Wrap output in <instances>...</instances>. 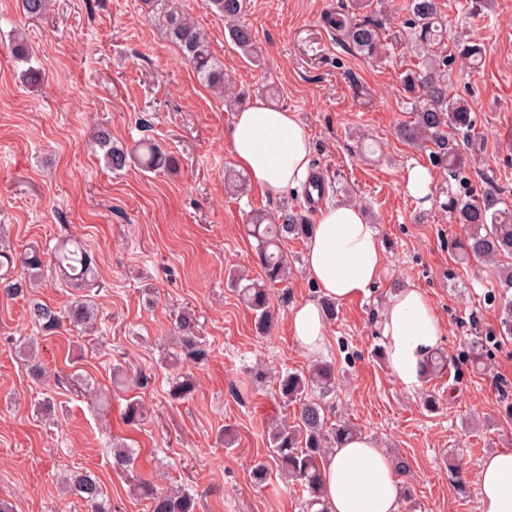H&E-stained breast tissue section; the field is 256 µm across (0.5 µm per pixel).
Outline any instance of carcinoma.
Returning <instances> with one entry per match:
<instances>
[{
  "instance_id": "cac0c4a2",
  "label": "carcinoma",
  "mask_w": 512,
  "mask_h": 512,
  "mask_svg": "<svg viewBox=\"0 0 512 512\" xmlns=\"http://www.w3.org/2000/svg\"><path fill=\"white\" fill-rule=\"evenodd\" d=\"M21 5L28 16L38 18L47 13L50 0H21ZM205 6L224 18L231 41L245 54L254 55L252 31L241 22L246 0H205ZM404 8L409 13V43L419 51V61L402 77L404 91L413 101L414 121L403 127L401 134L408 140L432 145L430 162L445 175L446 186L442 193L446 194L447 201L442 207L448 210L454 223L466 226V236L458 242L457 248L466 258L497 265L492 287L501 290L502 326L512 335V265L500 263L502 257L512 258V209L491 194L477 200L464 190L463 172L467 161L460 153L458 143L471 139L476 120L466 99L448 93L451 63L458 60L461 67L473 68L482 59L483 47L474 41L458 40L452 49H447V27L442 21L439 0H406ZM164 19L170 38L180 47L201 82L215 93L232 96L224 65L215 58L201 29L185 14L168 5ZM326 23L336 39L353 52L375 60L386 54L388 42L381 22L357 18L342 9L328 14ZM13 52L18 61L28 64L21 72L25 84L30 87L39 85L42 71L30 65L32 53L28 45L17 39ZM97 148L103 151L107 167L114 171L132 163L154 173H171L179 167L176 156L158 143L147 141L130 149L114 146L106 129L98 130L92 138V149ZM246 227L248 235L256 240L255 258L260 279L239 277L235 280V288L254 313L257 333L266 335L275 322L270 289L288 280L290 263L284 246L290 240L308 238L313 223L295 208L285 205L275 215L259 210L250 212ZM53 261L54 267L72 287L86 288L92 282L93 259L79 241L67 239L59 243L54 249ZM16 267L21 268L23 274L38 277L43 267L39 247L33 246L20 255L0 249V280L8 295L23 292V280L8 278ZM28 315L41 332L51 335L65 321L81 331L92 327L97 320L98 308L92 299L78 298L61 313L46 303L33 300ZM177 330L181 355L196 363L204 362L208 349L199 341L192 315H181ZM276 382L282 398L296 404L298 410L292 423L280 422L270 428L271 461L255 463L252 476L260 485L270 481L272 473L287 483H296L307 495L304 512H325L321 500L320 462L332 448L356 433L344 422L329 424L327 398L336 388L334 367L318 362L305 374L281 372ZM195 385L191 375L174 373L170 394L176 399L187 398ZM138 485L150 497L151 512H197L196 499L185 488L157 492L142 479ZM66 488L86 501L91 512H107L100 480L90 472H71Z\"/></svg>"
}]
</instances>
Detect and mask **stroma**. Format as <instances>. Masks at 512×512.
<instances>
[{
    "label": "stroma",
    "instance_id": "obj_1",
    "mask_svg": "<svg viewBox=\"0 0 512 512\" xmlns=\"http://www.w3.org/2000/svg\"><path fill=\"white\" fill-rule=\"evenodd\" d=\"M206 34L241 105L276 90L277 108L299 113L313 143L311 169L324 181L325 205L361 207L383 246L381 277L368 296L337 305L319 359L336 370L335 410L391 457L407 460L411 499L400 512H477L476 473L483 457L512 449V336L500 326L492 267L459 261L464 235L443 210L408 196V166L428 153L397 134L413 119L401 85L418 62L403 36V0L387 13L394 50L372 61L347 50L327 29V12L351 0H247L242 17L257 55L231 42L224 20L204 0H174ZM466 0H441L449 39L480 41L481 65L450 90L470 102L477 141L461 146L473 194L496 191L512 205V0H492L467 19ZM34 50L43 81L31 88L7 51L14 37ZM235 112L184 63L152 0H52L45 17L26 16L20 0H0V228L12 250L80 240L96 279L86 290L100 309L97 332L63 328L44 335L26 313L29 300L60 308L78 298L52 266L27 295L0 294V499L13 512H91L64 493L61 479L84 469L101 481L112 512H150L132 486L184 487L199 512H302L298 489L280 478L254 484V462L267 459L266 424L293 418L276 394L275 371H307L311 359L291 334V308L315 297L304 269L306 243L288 242L287 284L273 288L276 322L258 335L254 318L229 284L232 270L258 278L256 242L245 231L252 210L304 203L301 189L271 195L247 185L228 193L224 172L236 163L227 145ZM106 128L116 144L150 139L176 154L175 173L130 166L112 172L89 147ZM377 143L361 153V143ZM419 288L441 322L448 368L410 391L377 355L376 320L401 286ZM189 312L209 356L181 362L194 375L192 398L169 394L175 322ZM34 340L46 375L34 378L18 353ZM480 347L484 362L466 357ZM439 402L429 409L425 394ZM51 398L54 419L39 403ZM146 411L136 425L121 413L129 398ZM230 430L232 445L220 441ZM135 450L129 469L112 466V445Z\"/></svg>",
    "mask_w": 512,
    "mask_h": 512
}]
</instances>
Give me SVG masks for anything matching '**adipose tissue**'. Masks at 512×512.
<instances>
[{"mask_svg":"<svg viewBox=\"0 0 512 512\" xmlns=\"http://www.w3.org/2000/svg\"><path fill=\"white\" fill-rule=\"evenodd\" d=\"M312 138L297 113L255 100L237 112L228 138L233 159L251 182L272 195L307 176ZM378 233L362 209L341 203L324 210L310 236L304 268L321 298L344 303L367 295L382 272ZM320 298V300H321ZM320 300L290 312L296 341L309 357L327 338ZM395 381L414 390L423 384L426 359L438 345L441 325L423 293L411 285L393 292L377 321ZM325 512H400L401 478L391 457L371 437L357 434L320 463ZM478 512H512V451L484 457L477 474Z\"/></svg>","mask_w":512,"mask_h":512,"instance_id":"ef3b65f1","label":"adipose tissue"}]
</instances>
